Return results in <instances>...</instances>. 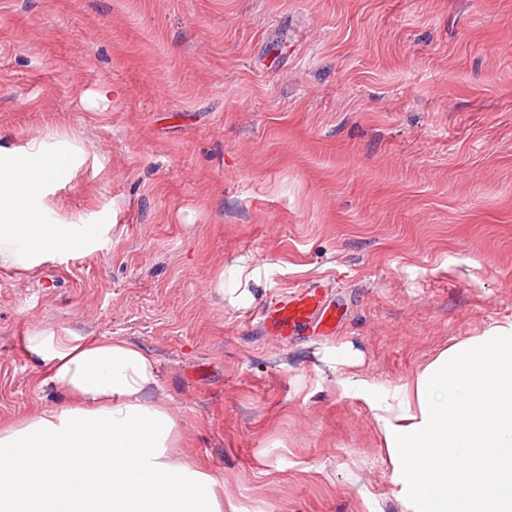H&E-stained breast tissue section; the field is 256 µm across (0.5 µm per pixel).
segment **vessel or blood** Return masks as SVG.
Returning <instances> with one entry per match:
<instances>
[{
  "mask_svg": "<svg viewBox=\"0 0 512 512\" xmlns=\"http://www.w3.org/2000/svg\"><path fill=\"white\" fill-rule=\"evenodd\" d=\"M263 325L274 336L288 338L316 323L327 331L336 329V313L316 294L298 291L285 297L277 307L263 312Z\"/></svg>",
  "mask_w": 512,
  "mask_h": 512,
  "instance_id": "b4317fda",
  "label": "vessel or blood"
}]
</instances>
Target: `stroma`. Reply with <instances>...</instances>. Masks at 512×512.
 <instances>
[{
    "label": "stroma",
    "instance_id": "stroma-1",
    "mask_svg": "<svg viewBox=\"0 0 512 512\" xmlns=\"http://www.w3.org/2000/svg\"><path fill=\"white\" fill-rule=\"evenodd\" d=\"M34 140L82 145L50 199L110 230L0 268V422L63 403L29 336L120 337L248 512H402L335 380L512 320V0H0V144ZM299 289L335 333L264 334Z\"/></svg>",
    "mask_w": 512,
    "mask_h": 512
}]
</instances>
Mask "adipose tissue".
<instances>
[{
    "label": "adipose tissue",
    "instance_id": "obj_1",
    "mask_svg": "<svg viewBox=\"0 0 512 512\" xmlns=\"http://www.w3.org/2000/svg\"><path fill=\"white\" fill-rule=\"evenodd\" d=\"M78 143L0 146V268L29 271L90 248L101 228L48 223L49 186L75 176ZM27 351L62 407L0 426V512H247L187 455L169 407L149 398L155 359L115 338L41 332ZM370 398L405 512H512V322L439 352L408 382L356 375Z\"/></svg>",
    "mask_w": 512,
    "mask_h": 512
}]
</instances>
